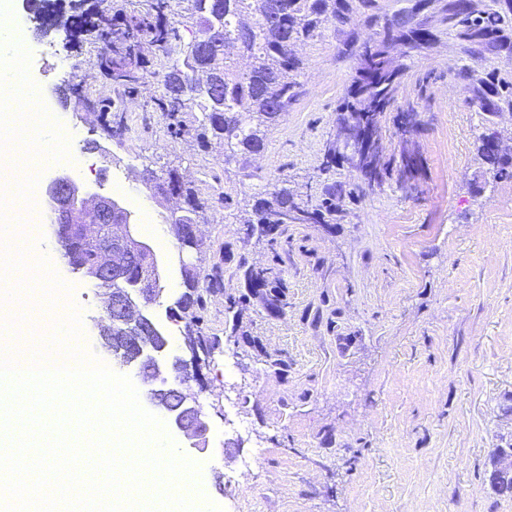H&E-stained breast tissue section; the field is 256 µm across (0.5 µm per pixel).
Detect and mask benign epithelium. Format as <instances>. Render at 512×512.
I'll return each mask as SVG.
<instances>
[{
  "instance_id": "benign-epithelium-1",
  "label": "benign epithelium",
  "mask_w": 512,
  "mask_h": 512,
  "mask_svg": "<svg viewBox=\"0 0 512 512\" xmlns=\"http://www.w3.org/2000/svg\"><path fill=\"white\" fill-rule=\"evenodd\" d=\"M196 45L215 53L223 50L220 37L212 31L199 33ZM46 195L55 223L65 227L63 238L70 243L66 252L70 266L102 291L105 317L100 327L123 326L131 320L152 322L144 307L150 305V285L160 279L157 264L144 266L135 286H123L120 259H140L152 254L151 247L135 237L132 213L112 197L91 191L65 173L51 183ZM197 252L198 238L195 228L190 227L178 248L181 269L197 267L194 259ZM86 253L92 255L89 262L81 259ZM165 349L164 345L138 344L127 364L137 365L142 381L149 384L162 374L160 357ZM181 384L183 379L174 376L169 406L157 402L153 389L148 390L147 396L154 406L165 411L169 424L191 447L199 448L205 444L208 422L196 400L179 391ZM490 480L496 489L512 487V448L497 450Z\"/></svg>"
}]
</instances>
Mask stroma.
<instances>
[{"instance_id":"35a3bbf8","label":"stroma","mask_w":512,"mask_h":512,"mask_svg":"<svg viewBox=\"0 0 512 512\" xmlns=\"http://www.w3.org/2000/svg\"><path fill=\"white\" fill-rule=\"evenodd\" d=\"M15 11L25 64L43 89L36 106L49 116L34 133L58 154L39 170L32 203L46 209V188L66 173L132 212L163 287L150 313L178 355L185 322L166 313L183 290L168 229L176 203L134 174L178 170L205 201L196 229L210 290L200 331L215 347L190 393L208 418V445L170 437L200 465L213 501L224 512H512V497L490 481L494 453L512 448V179L486 173L476 153L490 126L512 150V112L492 117L470 103L454 75L458 42L439 17L437 44L404 58L396 104L382 119L381 154L395 157L398 118L414 113L420 173L410 188L391 174L363 194L347 168L318 170L352 81L333 30L298 45L303 94L244 165L225 160L222 146L174 135L160 103L175 56L142 41L138 79L120 86L98 67L109 36L73 37L59 26L41 37L25 0ZM106 96L111 111H97ZM328 179L352 189L334 224L288 225L271 247L245 238L240 216L273 186L317 198ZM25 230L72 288L61 305L80 309L83 347L134 376L103 346L101 292L69 266L54 226ZM255 264L281 270L286 307L254 296L244 271ZM239 394L246 433L224 416Z\"/></svg>"}]
</instances>
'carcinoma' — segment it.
Returning a JSON list of instances; mask_svg holds the SVG:
<instances>
[{"instance_id":"obj_1","label":"carcinoma","mask_w":512,"mask_h":512,"mask_svg":"<svg viewBox=\"0 0 512 512\" xmlns=\"http://www.w3.org/2000/svg\"><path fill=\"white\" fill-rule=\"evenodd\" d=\"M433 1L441 4L442 23L459 41L466 64L455 72L469 101L490 114L512 112V73L481 71L490 57L512 53V0H407L409 6L391 17L382 13L379 0H191L196 21L222 33L224 51L219 55L186 53L176 32L153 20L180 2L172 5L170 0H150L147 13L129 16L123 28L112 27L111 16L98 15L99 25L112 30L115 53L100 60V67L117 83L135 80L136 50L147 36L165 53L178 55L181 66L173 67L166 80L170 113L199 107L204 112L202 127L228 150L224 157L243 160L266 149L268 131L302 95L298 80L301 61L294 54L297 43L323 36L330 25L344 32L356 3L369 11L368 26L378 30L362 42L355 37L347 42L356 62L355 75L337 125L348 131L351 146L359 154L358 173L372 188L381 178L377 153L381 117L394 103L402 75L393 52L400 50L410 57L434 48L438 36L422 18ZM490 138L489 134L479 137L477 156L493 176L512 179V155L500 154ZM342 161L336 143L327 144L322 170L327 172ZM143 173L150 175L157 187L172 186L182 200L170 217L174 238H180L185 225L199 223L204 204L176 170L156 175L145 169ZM342 192L340 184H327L323 198L314 203L286 187L276 188L259 199L240 223L247 237L259 241L275 240L288 224H329L328 216L336 211L334 200ZM244 276L269 305L284 304L269 269L251 265ZM182 277L186 288L182 298L190 306L186 328L190 329L202 321L205 276L195 268ZM137 342L157 345L160 338L137 322L112 330V354L116 357L131 356Z\"/></svg>"}]
</instances>
